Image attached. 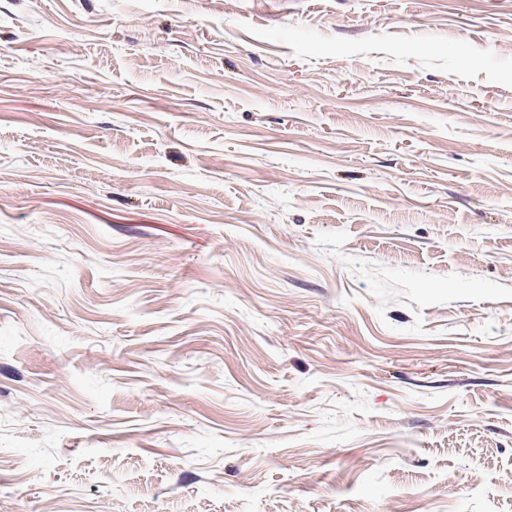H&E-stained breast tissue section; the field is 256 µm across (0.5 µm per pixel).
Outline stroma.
I'll list each match as a JSON object with an SVG mask.
<instances>
[{"label": "stroma", "instance_id": "1", "mask_svg": "<svg viewBox=\"0 0 512 512\" xmlns=\"http://www.w3.org/2000/svg\"><path fill=\"white\" fill-rule=\"evenodd\" d=\"M0 512H512V0H0Z\"/></svg>", "mask_w": 512, "mask_h": 512}]
</instances>
